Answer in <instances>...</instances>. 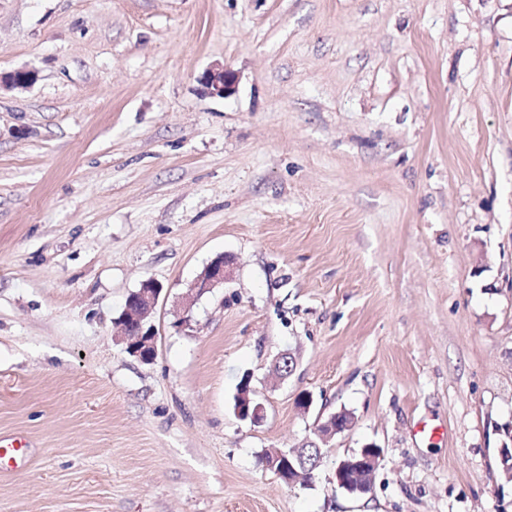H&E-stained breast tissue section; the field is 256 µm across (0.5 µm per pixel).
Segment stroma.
I'll return each instance as SVG.
<instances>
[{
    "label": "stroma",
    "instance_id": "obj_1",
    "mask_svg": "<svg viewBox=\"0 0 512 512\" xmlns=\"http://www.w3.org/2000/svg\"><path fill=\"white\" fill-rule=\"evenodd\" d=\"M18 69L0 437L31 459L0 512H512V0H0ZM148 279L144 363L118 318ZM340 410L314 481L262 466ZM368 444L354 497L333 473ZM200 81L209 94L226 98L235 91L237 79L234 72L225 69L222 65H216L205 71ZM233 265V262L224 259V256H219L211 261L190 285L187 294L189 301H193L195 298L228 282L233 274ZM244 381H245V379L239 383L238 390L241 387V385L244 383ZM245 386H246V393L238 394V396H241L244 398L245 402H244V404H242L241 401L238 399V404L234 411L239 419H241L243 421L248 420L252 424H259L264 419V406L262 403L258 402L255 398H253V397L251 398L249 396V393L253 394V392L250 388L249 381L244 383V387ZM381 450L367 445L336 465L333 482L350 495H363L371 490L373 474L379 466ZM356 483L355 485H353Z\"/></svg>",
    "mask_w": 512,
    "mask_h": 512
}]
</instances>
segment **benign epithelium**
Returning <instances> with one entry per match:
<instances>
[{"label": "benign epithelium", "mask_w": 512, "mask_h": 512, "mask_svg": "<svg viewBox=\"0 0 512 512\" xmlns=\"http://www.w3.org/2000/svg\"><path fill=\"white\" fill-rule=\"evenodd\" d=\"M33 81V72L27 69L16 70L5 76L0 75V86L9 88H26ZM201 82L208 93L226 98L235 91L236 75L234 72L216 65L201 77ZM233 274V262L219 256L211 261L190 285L188 299L195 298L228 282ZM161 292L153 280L144 281L140 288L131 293L125 303L120 317L121 336L126 341L127 351L143 362H151L156 356V334L151 323L153 311ZM246 393L242 394L244 402L237 404L235 413L243 421L259 424L264 419V406L251 393L250 383H244ZM345 412L329 415L317 424L316 438L306 439L302 444L290 449H271L263 453L262 465L273 471L283 482L290 485L297 481H309L313 478L322 461V445L336 434L351 427L352 422L341 423ZM381 450L367 445L359 452L339 461L333 474V481L338 488L350 495H363L371 490L373 474L379 466Z\"/></svg>", "instance_id": "1"}]
</instances>
